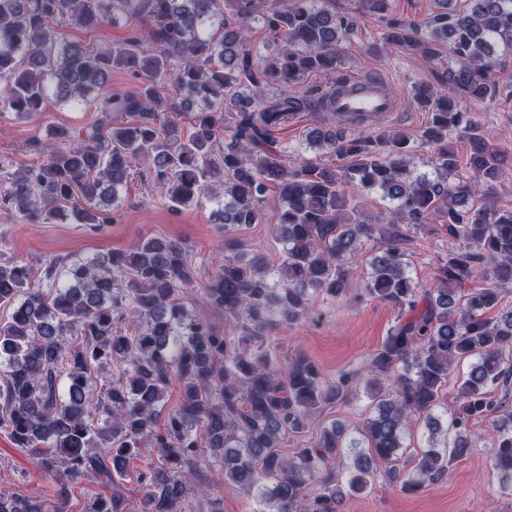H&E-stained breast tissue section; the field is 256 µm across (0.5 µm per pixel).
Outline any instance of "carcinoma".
Instances as JSON below:
<instances>
[{
	"label": "carcinoma",
	"mask_w": 512,
	"mask_h": 512,
	"mask_svg": "<svg viewBox=\"0 0 512 512\" xmlns=\"http://www.w3.org/2000/svg\"><path fill=\"white\" fill-rule=\"evenodd\" d=\"M352 2L347 12L335 0H232L226 12L224 0H0V111L28 117L53 96L100 112L88 127L31 142L38 165L13 171L0 160L1 208L48 223L71 203L80 223L98 232L121 217L113 204L142 176V159L168 207L208 199L226 233L260 223L269 195L279 201L278 261L227 240L233 255L200 288L212 317L184 301L197 274L180 242L145 238L128 251L54 259L38 272L14 259L0 263V307L8 310L0 320V428L43 469L64 481L103 474L116 483L140 449L156 448L162 466L137 474L141 512H195L193 497L205 494L210 512H223L216 490L183 479L205 450L256 503L254 512H341L382 465L405 493L443 479L450 460L470 452L472 421L495 412L494 467L512 488V409L488 399L512 382V307L486 317L512 287V208L479 193L509 156L464 106L512 99L511 82L492 80L512 49V0H474L468 13L436 0L439 11L424 23L391 12L390 0ZM356 12L381 20L375 45L429 59L448 49L438 84L412 87L409 104L428 112L414 137L366 132L364 117L336 111L348 84L340 47ZM120 18L129 35L104 51L61 32ZM254 28L274 52L253 55ZM114 68L133 81L122 95L109 90ZM310 74L328 83L295 89ZM302 112L344 120L353 131L314 129L309 144L329 159H292L274 131ZM222 130L230 142L221 147ZM454 138L470 143L463 165L448 147ZM430 148L432 171H421L417 152ZM353 190L379 193L381 223L356 220ZM437 221L452 246L437 287L421 293L404 244ZM375 239L381 246L364 294L396 310L399 321L366 367L325 383L309 359L280 360L277 329L308 316L313 295L345 294L348 258ZM476 277L482 287L462 288ZM468 359L460 408L444 420L437 415L444 386ZM112 367L117 373L99 378ZM365 375L388 386L356 436L333 422L306 446L282 451L311 413L347 402ZM175 383L180 403L158 427ZM416 417L430 434L444 428L453 437L441 448L428 439L406 471L405 432ZM0 512L39 509L0 491Z\"/></svg>",
	"instance_id": "carcinoma-1"
}]
</instances>
